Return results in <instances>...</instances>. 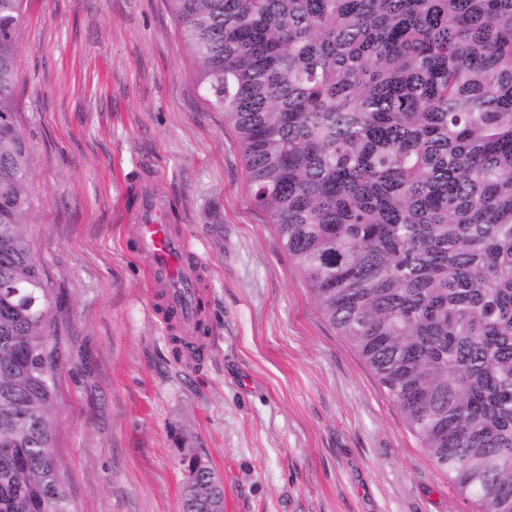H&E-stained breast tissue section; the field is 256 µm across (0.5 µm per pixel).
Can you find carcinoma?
<instances>
[{
    "label": "carcinoma",
    "mask_w": 512,
    "mask_h": 512,
    "mask_svg": "<svg viewBox=\"0 0 512 512\" xmlns=\"http://www.w3.org/2000/svg\"><path fill=\"white\" fill-rule=\"evenodd\" d=\"M0 0V512H76ZM254 204L478 512H512V0H172ZM184 512H224L198 456Z\"/></svg>",
    "instance_id": "obj_1"
}]
</instances>
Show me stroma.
Listing matches in <instances>:
<instances>
[{
  "label": "stroma",
  "instance_id": "1",
  "mask_svg": "<svg viewBox=\"0 0 512 512\" xmlns=\"http://www.w3.org/2000/svg\"><path fill=\"white\" fill-rule=\"evenodd\" d=\"M14 98L61 353L55 450L79 512H182L187 448L223 478L224 512H477L318 312L171 0H25ZM140 176L201 248L194 364L173 357L123 232Z\"/></svg>",
  "mask_w": 512,
  "mask_h": 512
}]
</instances>
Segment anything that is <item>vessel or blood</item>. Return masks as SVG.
Here are the masks:
<instances>
[{
	"instance_id": "b4317fda",
	"label": "vessel or blood",
	"mask_w": 512,
	"mask_h": 512,
	"mask_svg": "<svg viewBox=\"0 0 512 512\" xmlns=\"http://www.w3.org/2000/svg\"><path fill=\"white\" fill-rule=\"evenodd\" d=\"M135 207L138 222L132 235L149 261L148 278L159 287L166 307L175 311L181 335L193 340L206 312L198 274L202 263L199 251L188 237L170 231L165 222L167 201L150 180L141 181Z\"/></svg>"
}]
</instances>
